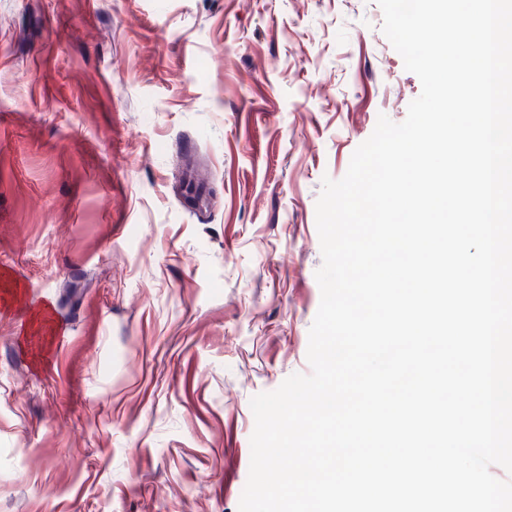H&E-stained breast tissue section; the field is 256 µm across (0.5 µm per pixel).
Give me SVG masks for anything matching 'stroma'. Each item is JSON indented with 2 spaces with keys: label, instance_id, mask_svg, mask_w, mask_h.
<instances>
[{
  "label": "stroma",
  "instance_id": "1",
  "mask_svg": "<svg viewBox=\"0 0 512 512\" xmlns=\"http://www.w3.org/2000/svg\"><path fill=\"white\" fill-rule=\"evenodd\" d=\"M382 25L0 0V512H239L252 398L311 371L322 179L421 92Z\"/></svg>",
  "mask_w": 512,
  "mask_h": 512
}]
</instances>
